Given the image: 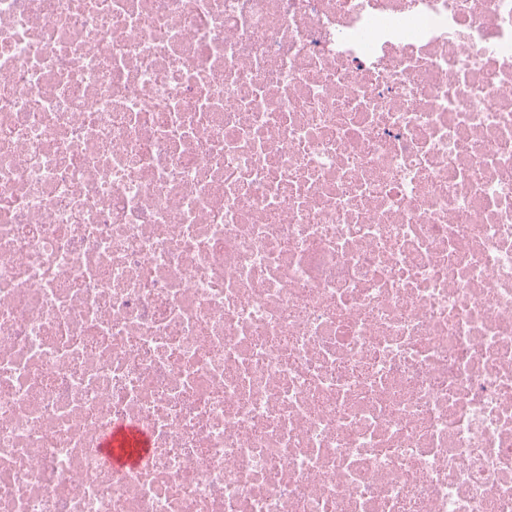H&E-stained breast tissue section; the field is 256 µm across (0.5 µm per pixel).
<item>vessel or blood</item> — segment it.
<instances>
[{
  "instance_id": "b4317fda",
  "label": "vessel or blood",
  "mask_w": 512,
  "mask_h": 512,
  "mask_svg": "<svg viewBox=\"0 0 512 512\" xmlns=\"http://www.w3.org/2000/svg\"><path fill=\"white\" fill-rule=\"evenodd\" d=\"M98 451L103 466L119 477L146 465L151 454L150 435L143 427L118 422L101 435Z\"/></svg>"
}]
</instances>
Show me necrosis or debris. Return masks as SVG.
<instances>
[{
  "mask_svg": "<svg viewBox=\"0 0 512 512\" xmlns=\"http://www.w3.org/2000/svg\"><path fill=\"white\" fill-rule=\"evenodd\" d=\"M0 512H512V0H0ZM148 431L140 426L118 422L105 431L99 440V455L103 466L115 477L146 465L151 454Z\"/></svg>",
  "mask_w": 512,
  "mask_h": 512,
  "instance_id": "1",
  "label": "necrosis or debris"
}]
</instances>
